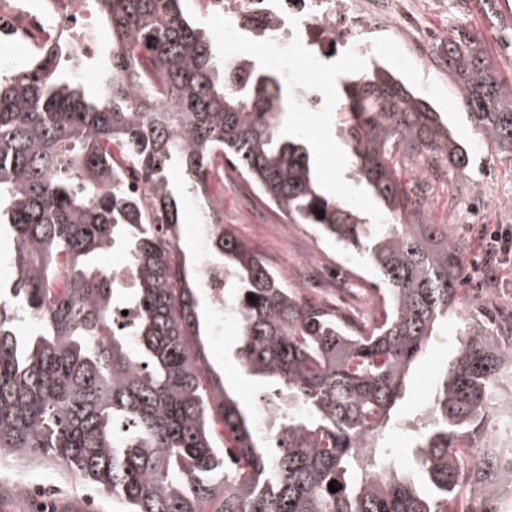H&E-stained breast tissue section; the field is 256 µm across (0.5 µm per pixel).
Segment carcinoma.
<instances>
[{
	"label": "carcinoma",
	"instance_id": "obj_1",
	"mask_svg": "<svg viewBox=\"0 0 512 512\" xmlns=\"http://www.w3.org/2000/svg\"><path fill=\"white\" fill-rule=\"evenodd\" d=\"M96 3L112 33L101 54L78 62L71 44L49 43L0 72V235L17 269L0 287V456L59 458L112 512H461L467 496L502 512L512 470L493 452L466 454L490 434L509 355L486 323L460 326L433 398L411 417L412 464L383 444L459 301L457 248L426 211L470 164L448 120L378 61L339 79L356 181L381 203L382 223L368 224L322 190L279 81H257L264 68H229L180 0ZM445 60L476 134L512 160V83L467 32ZM90 64L91 92L73 75ZM221 156L288 223L380 278L378 315L361 330L299 303L265 257L211 225L210 256L240 313L236 355L278 385L265 434L207 369L198 270L180 246L178 199L210 209ZM117 244L135 272L129 290L96 263ZM119 306L137 312L127 330L112 327Z\"/></svg>",
	"mask_w": 512,
	"mask_h": 512
}]
</instances>
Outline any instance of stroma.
I'll return each mask as SVG.
<instances>
[{"mask_svg":"<svg viewBox=\"0 0 512 512\" xmlns=\"http://www.w3.org/2000/svg\"><path fill=\"white\" fill-rule=\"evenodd\" d=\"M414 7L417 24L404 35L400 46L377 43L370 58L396 70L428 102L446 112L470 150L466 175L454 178L427 203L430 221L447 225L448 239L457 247L461 268V304L449 314L448 326L452 331L459 322L478 318L494 327H511L512 315L486 304L483 290L489 287L496 296L512 299V257L501 265L493 282L485 279L481 259L484 231L512 225V161L499 157L475 137L459 106L454 75L436 59L450 36L466 31L483 42L502 76L512 80V18L503 13L499 0H415ZM226 52L273 69L291 98L303 84L325 78L322 71L309 68L303 56L288 57L278 49L260 48L246 40L227 47ZM347 119L342 111L289 116L290 124L315 155L324 191L344 199L375 223L379 220L377 201L359 188L350 171L351 158L341 133ZM219 199L225 228L264 256L289 287L305 289L307 304L349 317L357 325L365 321L378 279L361 261H353L346 276L337 277L339 247L320 241L305 225H287L282 216L259 200L237 167H225ZM207 331L210 365L244 407L274 397V386L262 385L242 371L235 356V328L220 330L211 323ZM456 345L451 333L435 337L429 353L409 376V395L399 409L401 416H410L430 398ZM13 470L11 462L0 464V512H112L111 499L90 491L61 460L44 458L30 465V473L41 480L34 494L17 490L11 479Z\"/></svg>","mask_w":512,"mask_h":512,"instance_id":"stroma-1","label":"stroma"}]
</instances>
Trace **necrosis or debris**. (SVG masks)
<instances>
[{
    "label": "necrosis or debris",
    "instance_id": "necrosis-or-debris-1",
    "mask_svg": "<svg viewBox=\"0 0 512 512\" xmlns=\"http://www.w3.org/2000/svg\"><path fill=\"white\" fill-rule=\"evenodd\" d=\"M194 10L223 24L225 41L289 46L320 71L336 55L370 52L375 34L392 35L415 23L407 0H194ZM0 34L24 50L39 49L64 35L79 58L93 57L98 47L88 0H42L36 12L27 8L25 0H0ZM191 230L202 243L200 277L214 318L222 325L238 326L237 312L224 292V268L208 257V227L195 224ZM495 396L501 410L485 448L512 469V373L496 384Z\"/></svg>",
    "mask_w": 512,
    "mask_h": 512
}]
</instances>
